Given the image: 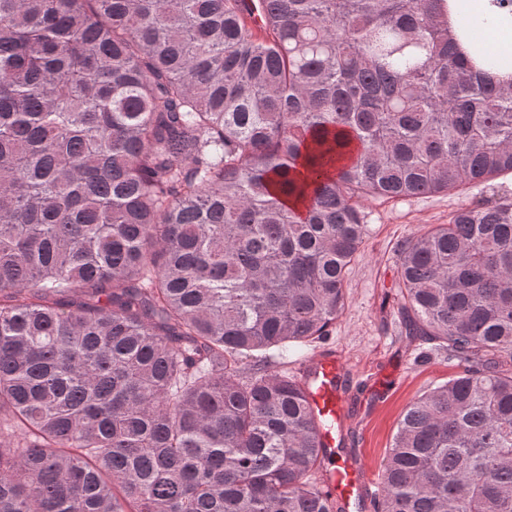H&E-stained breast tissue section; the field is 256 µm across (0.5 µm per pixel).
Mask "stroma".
<instances>
[{
    "label": "stroma",
    "instance_id": "obj_1",
    "mask_svg": "<svg viewBox=\"0 0 512 512\" xmlns=\"http://www.w3.org/2000/svg\"><path fill=\"white\" fill-rule=\"evenodd\" d=\"M512 197V177L471 193H437L415 198L368 200L370 233L346 285L342 315L324 348L335 351L346 372L341 387L345 416L336 453L380 474L407 404L459 371L458 361L423 336L401 331L396 315V254L411 233L447 223L464 204Z\"/></svg>",
    "mask_w": 512,
    "mask_h": 512
}]
</instances>
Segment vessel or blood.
<instances>
[{
  "mask_svg": "<svg viewBox=\"0 0 512 512\" xmlns=\"http://www.w3.org/2000/svg\"><path fill=\"white\" fill-rule=\"evenodd\" d=\"M342 375V365L332 355L310 358L300 372L312 412L324 424L320 441L330 452L336 448V424L344 413L340 394ZM322 483L330 499L345 503L374 495L375 481L371 473L346 457L338 459L330 455L323 459Z\"/></svg>",
  "mask_w": 512,
  "mask_h": 512,
  "instance_id": "1",
  "label": "vessel or blood"
}]
</instances>
